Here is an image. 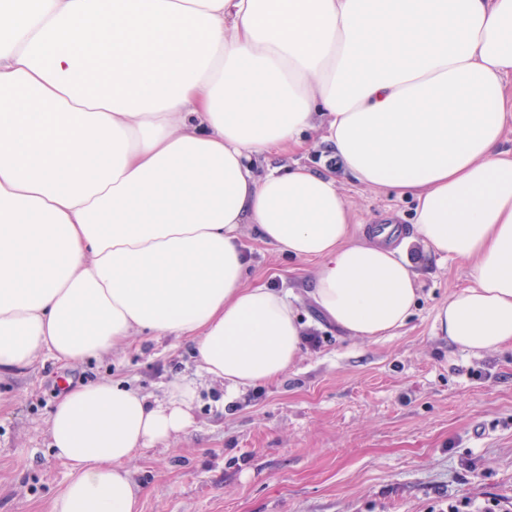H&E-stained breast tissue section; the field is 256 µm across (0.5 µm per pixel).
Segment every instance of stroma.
<instances>
[{"label":"stroma","instance_id":"stroma-1","mask_svg":"<svg viewBox=\"0 0 512 512\" xmlns=\"http://www.w3.org/2000/svg\"><path fill=\"white\" fill-rule=\"evenodd\" d=\"M351 221L411 227L416 202L342 176ZM246 286L291 291L311 334L276 380L225 400L198 377L189 338L137 336L112 356L75 368L41 356L0 381V512H47L70 478L48 443L65 379L110 378L163 397L195 383L194 424L129 468L139 512H448L470 501L512 500V347L468 354L436 337L439 305L469 284L468 264L410 250L420 298L393 335L357 340L306 295L313 261L246 231Z\"/></svg>","mask_w":512,"mask_h":512}]
</instances>
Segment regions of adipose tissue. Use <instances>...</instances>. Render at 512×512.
<instances>
[{"label": "adipose tissue", "mask_w": 512, "mask_h": 512, "mask_svg": "<svg viewBox=\"0 0 512 512\" xmlns=\"http://www.w3.org/2000/svg\"><path fill=\"white\" fill-rule=\"evenodd\" d=\"M512 0H0V380L133 336L193 342L228 392L300 354L287 294L244 284V226L314 261L348 336L402 328L412 245L469 263L434 333L512 344ZM318 134L338 166L258 168ZM417 200L412 234L354 231L339 174ZM196 388L64 389L48 512H136L128 463L187 433Z\"/></svg>", "instance_id": "adipose-tissue-1"}]
</instances>
